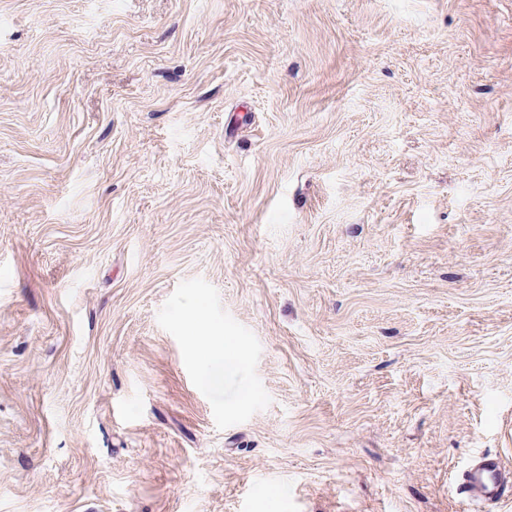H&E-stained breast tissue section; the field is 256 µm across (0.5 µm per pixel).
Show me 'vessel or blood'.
Returning <instances> with one entry per match:
<instances>
[{"label": "vessel or blood", "mask_w": 512, "mask_h": 512, "mask_svg": "<svg viewBox=\"0 0 512 512\" xmlns=\"http://www.w3.org/2000/svg\"><path fill=\"white\" fill-rule=\"evenodd\" d=\"M460 486L466 501L491 507L512 497V473L505 471L499 456L485 453L462 472Z\"/></svg>", "instance_id": "vessel-or-blood-1"}]
</instances>
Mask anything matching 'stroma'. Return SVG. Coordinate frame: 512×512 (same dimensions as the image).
<instances>
[{"label":"stroma","instance_id":"obj_1","mask_svg":"<svg viewBox=\"0 0 512 512\" xmlns=\"http://www.w3.org/2000/svg\"><path fill=\"white\" fill-rule=\"evenodd\" d=\"M481 452L512 0H0V512H475ZM189 346L194 351L205 347L220 349L226 347V341L224 337L214 336L203 323L198 322L195 326L194 336H191Z\"/></svg>","mask_w":512,"mask_h":512}]
</instances>
